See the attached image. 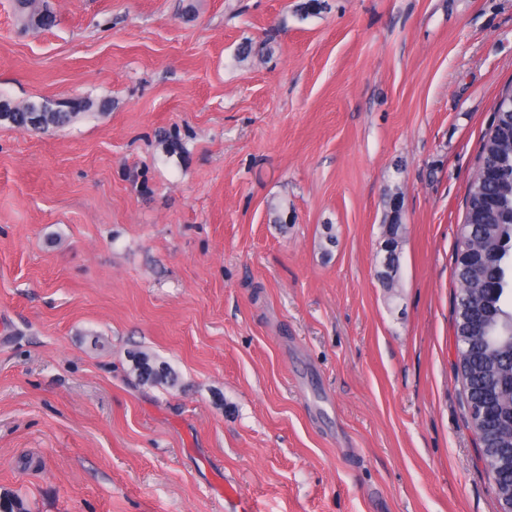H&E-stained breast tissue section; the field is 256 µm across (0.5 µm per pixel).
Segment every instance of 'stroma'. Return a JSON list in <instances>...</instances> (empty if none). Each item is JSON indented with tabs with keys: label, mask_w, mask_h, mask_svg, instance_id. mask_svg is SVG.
<instances>
[{
	"label": "stroma",
	"mask_w": 512,
	"mask_h": 512,
	"mask_svg": "<svg viewBox=\"0 0 512 512\" xmlns=\"http://www.w3.org/2000/svg\"><path fill=\"white\" fill-rule=\"evenodd\" d=\"M306 2L48 0L35 29L0 0V98L93 103L0 122V496L228 512L227 476L251 512H497L454 262L512 0ZM36 100H30L23 104H17L13 108H9L7 119L5 122L10 123L12 126L21 129H32L47 131L51 128H58L70 123L77 115L79 110L90 108L91 103L85 101L71 102L68 105L63 103H55L53 112H45L52 104L47 100H39L32 108L34 112L35 121L38 120V113L42 112L38 125L30 123V103ZM383 226L386 238L385 246L388 245L386 248L388 265L393 268H399L401 234L404 225L402 206L395 194L387 195ZM136 367L140 380L157 383H171L175 381V374L170 366L164 362L156 365L151 363L149 357L145 355L135 356Z\"/></svg>",
	"instance_id": "stroma-1"
}]
</instances>
